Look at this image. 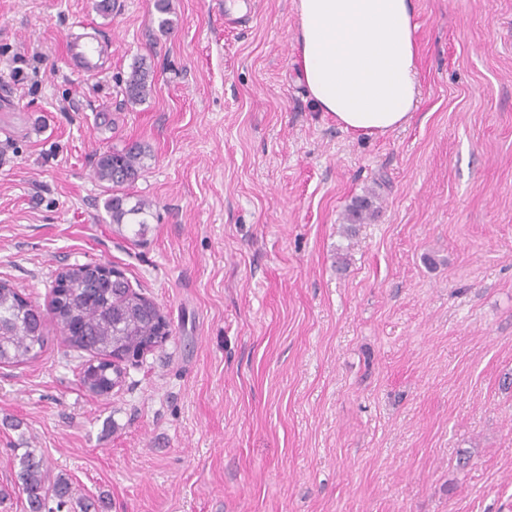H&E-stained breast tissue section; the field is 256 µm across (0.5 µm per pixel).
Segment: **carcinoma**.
<instances>
[{
  "mask_svg": "<svg viewBox=\"0 0 512 512\" xmlns=\"http://www.w3.org/2000/svg\"><path fill=\"white\" fill-rule=\"evenodd\" d=\"M153 70L141 58L134 62L124 80L126 101L137 104L146 99L152 83ZM144 149L137 145L103 152L95 165V177L111 191L104 207L111 223L125 224L131 216L146 215L151 203L138 200L126 207L128 194L113 188L134 183L142 169ZM367 198L355 201L349 209L353 223L370 215ZM86 264L68 269L64 298H52L47 310L24 302L7 280H0V364H25L43 346L47 321L56 324L63 343L72 349L89 353L91 359L80 370V385L96 396L109 394L120 375L112 369L108 358L115 351L142 345L156 335L157 324L151 316L144 294L130 290L127 280L92 281L86 275ZM15 483L25 495L29 512H45L48 500H57V508L66 504L70 484L62 477L50 479L42 458L27 452L20 459Z\"/></svg>",
  "mask_w": 512,
  "mask_h": 512,
  "instance_id": "1",
  "label": "carcinoma"
}]
</instances>
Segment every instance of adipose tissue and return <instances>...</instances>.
Masks as SVG:
<instances>
[{
  "label": "adipose tissue",
  "instance_id": "adipose-tissue-1",
  "mask_svg": "<svg viewBox=\"0 0 512 512\" xmlns=\"http://www.w3.org/2000/svg\"><path fill=\"white\" fill-rule=\"evenodd\" d=\"M297 69L320 111L346 130L403 126L419 96L413 0H296Z\"/></svg>",
  "mask_w": 512,
  "mask_h": 512
}]
</instances>
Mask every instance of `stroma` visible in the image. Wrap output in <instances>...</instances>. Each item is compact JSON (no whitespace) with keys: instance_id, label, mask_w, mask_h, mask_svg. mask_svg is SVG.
Here are the masks:
<instances>
[{"instance_id":"35a3bbf8","label":"stroma","mask_w":512,"mask_h":512,"mask_svg":"<svg viewBox=\"0 0 512 512\" xmlns=\"http://www.w3.org/2000/svg\"><path fill=\"white\" fill-rule=\"evenodd\" d=\"M97 2L0 0V279L44 309L63 268L114 265L170 336L105 396L52 325L0 364V486L31 451L71 512H512V0H414L420 97L383 136L318 110L295 0L236 28L169 0L167 29ZM82 22L95 77L64 57ZM131 142L143 228L94 175ZM151 78V79H150ZM153 81V70L144 58L136 60L124 80V94L128 103L137 104L146 99Z\"/></svg>"}]
</instances>
